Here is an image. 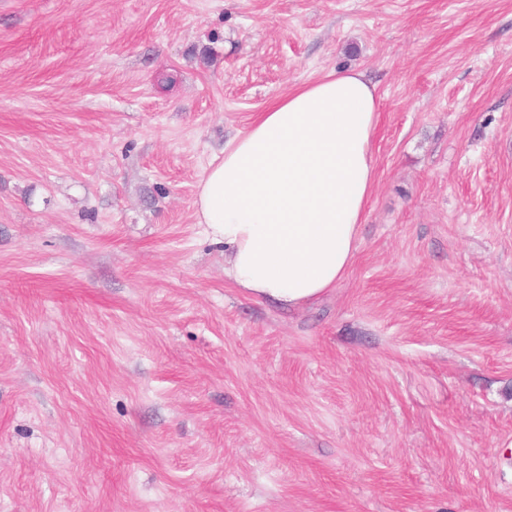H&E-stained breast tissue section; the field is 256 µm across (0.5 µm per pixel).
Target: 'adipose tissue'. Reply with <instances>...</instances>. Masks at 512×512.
Masks as SVG:
<instances>
[{"instance_id": "1", "label": "adipose tissue", "mask_w": 512, "mask_h": 512, "mask_svg": "<svg viewBox=\"0 0 512 512\" xmlns=\"http://www.w3.org/2000/svg\"><path fill=\"white\" fill-rule=\"evenodd\" d=\"M380 107L361 71L333 72L277 97L210 162L194 214L235 287L289 307L344 277L375 183Z\"/></svg>"}]
</instances>
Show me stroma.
<instances>
[{"instance_id":"stroma-1","label":"stroma","mask_w":512,"mask_h":512,"mask_svg":"<svg viewBox=\"0 0 512 512\" xmlns=\"http://www.w3.org/2000/svg\"><path fill=\"white\" fill-rule=\"evenodd\" d=\"M347 68L368 212L282 309L196 186ZM0 512H512V0H0Z\"/></svg>"}]
</instances>
